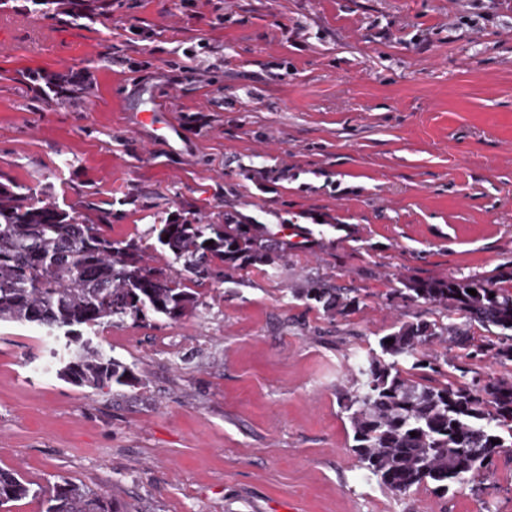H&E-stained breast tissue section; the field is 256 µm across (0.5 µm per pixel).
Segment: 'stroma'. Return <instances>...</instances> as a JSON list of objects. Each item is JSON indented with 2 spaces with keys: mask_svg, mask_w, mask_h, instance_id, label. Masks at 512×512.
<instances>
[{
  "mask_svg": "<svg viewBox=\"0 0 512 512\" xmlns=\"http://www.w3.org/2000/svg\"><path fill=\"white\" fill-rule=\"evenodd\" d=\"M23 3L0 0V173L98 203L115 238L188 212L336 245L210 282L179 321L97 328L133 387L65 381L44 330L0 322V468L33 490L10 512L63 478L128 512H512V448L478 490L396 495L359 468L345 409L356 362L412 316L391 289L512 267V0H224L220 24L115 0L85 27ZM69 68L87 94L45 101L34 74ZM316 277L359 310L294 298Z\"/></svg>",
  "mask_w": 512,
  "mask_h": 512,
  "instance_id": "1",
  "label": "stroma"
}]
</instances>
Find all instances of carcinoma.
<instances>
[{"instance_id":"cac0c4a2","label":"carcinoma","mask_w":512,"mask_h":512,"mask_svg":"<svg viewBox=\"0 0 512 512\" xmlns=\"http://www.w3.org/2000/svg\"><path fill=\"white\" fill-rule=\"evenodd\" d=\"M25 2L33 14L61 16L72 24L92 22L112 7V0ZM43 81L42 94L50 101H69L87 89L86 76L70 69ZM79 206L97 212V221L74 222ZM79 206L63 208L0 174V321L63 334L68 357L58 375L94 390L131 386L137 377L83 339L84 330L150 314L178 321L202 304L207 283L252 267L274 269L288 251L308 248L306 239L288 240L290 229L300 235L294 224L270 227L228 218L204 224L182 215L151 224L138 237L117 239L106 230L111 212L95 202ZM166 251L173 260L163 258ZM296 294L329 317H346L361 304L358 289L319 277ZM389 296L430 304L438 314L400 322L380 338L381 354L368 355L358 368L362 381L345 405L351 411L352 450L359 466L396 494L431 484L445 496L453 484L480 482L500 449L512 448V376L458 381L469 373L467 362L487 356L512 367V270L413 280ZM477 327L497 332L482 339ZM453 349L461 354L448 356ZM29 493L27 481L0 468V506ZM45 496V512H124L107 493L64 478Z\"/></svg>"}]
</instances>
